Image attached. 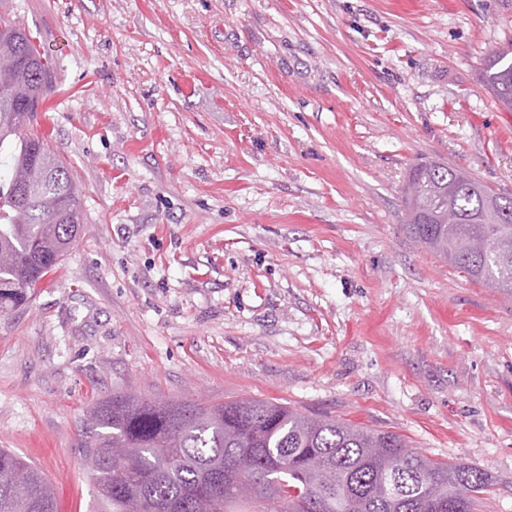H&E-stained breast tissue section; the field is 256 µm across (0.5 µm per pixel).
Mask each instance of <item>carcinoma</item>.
<instances>
[{
  "label": "carcinoma",
  "instance_id": "1",
  "mask_svg": "<svg viewBox=\"0 0 512 512\" xmlns=\"http://www.w3.org/2000/svg\"><path fill=\"white\" fill-rule=\"evenodd\" d=\"M53 69L19 22L0 19V82L24 88L0 101V312L29 306L35 288L76 243L82 217L70 172L29 129ZM481 80L512 112V44ZM49 177L30 199L32 167ZM406 232L470 280L512 298V197L434 161L408 173ZM453 222H448V216ZM455 251L448 252V241ZM82 461L109 512H476L489 485L474 467L432 460L394 432L263 399L175 403L115 393L86 414ZM0 512H55L44 472L0 448Z\"/></svg>",
  "mask_w": 512,
  "mask_h": 512
}]
</instances>
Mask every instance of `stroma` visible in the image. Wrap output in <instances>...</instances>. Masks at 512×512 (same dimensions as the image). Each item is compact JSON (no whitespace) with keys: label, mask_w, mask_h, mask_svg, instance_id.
<instances>
[{"label":"stroma","mask_w":512,"mask_h":512,"mask_svg":"<svg viewBox=\"0 0 512 512\" xmlns=\"http://www.w3.org/2000/svg\"><path fill=\"white\" fill-rule=\"evenodd\" d=\"M51 60L84 224L0 314V448L105 512L93 403L258 398L402 435L512 512V300L405 231L434 160L512 196V0H0ZM481 80L504 110L512 112V44L499 48L484 63Z\"/></svg>","instance_id":"stroma-1"}]
</instances>
